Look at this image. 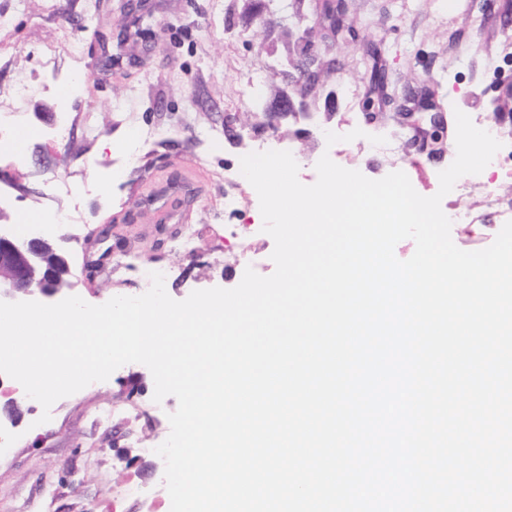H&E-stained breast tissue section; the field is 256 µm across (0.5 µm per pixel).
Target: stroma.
<instances>
[{"label":"stroma","mask_w":512,"mask_h":512,"mask_svg":"<svg viewBox=\"0 0 512 512\" xmlns=\"http://www.w3.org/2000/svg\"><path fill=\"white\" fill-rule=\"evenodd\" d=\"M123 3L0 0V115L23 144L9 181L0 182L8 223L25 236L35 224L21 213L79 205L81 223L63 231L50 225L46 233L69 260L73 294L93 305L145 293L140 271L151 266L171 267L165 288L176 300L197 289L233 288L249 267L272 274L274 241L251 191L240 193L232 217L218 211L224 172L239 168L247 153L227 140L224 117L260 111L277 90H293L291 78L272 79L270 68L284 60L287 45H305L307 29H321L315 0H306L303 20L267 29L268 0H142L135 14ZM346 22L358 39L330 52L322 92L282 128L279 147L293 155L303 184L317 179L327 133L393 129L364 118L369 85L359 60L371 45L381 51L392 90L429 86L447 121L461 111L488 124L512 122L500 110L512 84V62L501 54L512 37V0H350ZM144 25L148 49L130 59L121 37ZM77 72L85 82L75 92ZM74 119L88 121L94 135L78 131L56 142L55 128ZM455 157L452 149L435 160L400 146L392 157H374L351 145L333 160L370 179L404 172L420 195L431 196ZM493 196L511 199L512 181L479 175L465 196L441 207L449 217L462 210L487 216ZM230 222L239 226L233 238L224 235ZM185 226L200 230L189 255L171 248ZM130 254L135 266L123 267ZM130 384L143 391L134 404ZM153 394L149 369L129 363L59 399L44 424L40 403L18 399L13 421L0 401V428L16 440L0 456V512H148L147 494L168 499L164 461L151 450L168 437L177 400L157 403ZM118 428L128 435L123 450L112 445ZM133 482L144 496L126 495Z\"/></svg>","instance_id":"obj_1"}]
</instances>
